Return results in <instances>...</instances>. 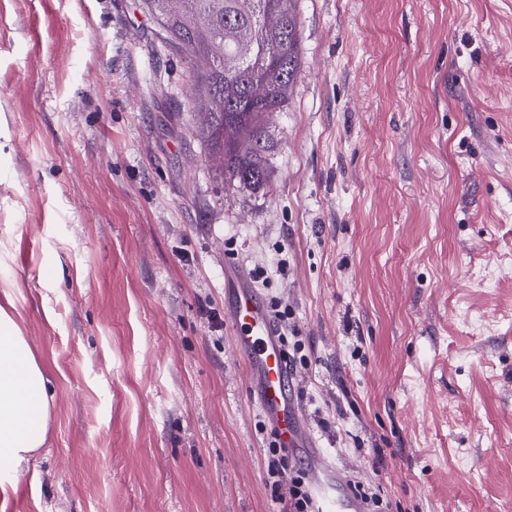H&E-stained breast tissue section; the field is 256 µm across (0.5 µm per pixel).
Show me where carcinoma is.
Wrapping results in <instances>:
<instances>
[{
	"label": "carcinoma",
	"mask_w": 512,
	"mask_h": 512,
	"mask_svg": "<svg viewBox=\"0 0 512 512\" xmlns=\"http://www.w3.org/2000/svg\"><path fill=\"white\" fill-rule=\"evenodd\" d=\"M269 0H141L164 40L189 61L202 109L199 135L223 172L238 183L265 181L264 117L288 102L301 68L295 0H277L285 27L262 15ZM257 77L267 94L248 95Z\"/></svg>",
	"instance_id": "obj_1"
}]
</instances>
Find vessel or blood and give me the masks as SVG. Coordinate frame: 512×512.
<instances>
[{
    "label": "vessel or blood",
    "instance_id": "b4317fda",
    "mask_svg": "<svg viewBox=\"0 0 512 512\" xmlns=\"http://www.w3.org/2000/svg\"><path fill=\"white\" fill-rule=\"evenodd\" d=\"M224 283L234 293L226 318L251 394L277 432L280 447L307 459L318 512H364L363 502L353 492L355 475L332 463L309 429L291 389L293 375L278 340V327L261 291L239 264L225 265Z\"/></svg>",
    "mask_w": 512,
    "mask_h": 512
}]
</instances>
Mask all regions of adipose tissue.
<instances>
[{
    "instance_id": "1",
    "label": "adipose tissue",
    "mask_w": 512,
    "mask_h": 512,
    "mask_svg": "<svg viewBox=\"0 0 512 512\" xmlns=\"http://www.w3.org/2000/svg\"><path fill=\"white\" fill-rule=\"evenodd\" d=\"M50 419L45 370L0 307V462L21 468L43 446Z\"/></svg>"
}]
</instances>
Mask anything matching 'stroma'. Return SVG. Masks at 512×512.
<instances>
[{
  "label": "stroma",
  "mask_w": 512,
  "mask_h": 512,
  "mask_svg": "<svg viewBox=\"0 0 512 512\" xmlns=\"http://www.w3.org/2000/svg\"><path fill=\"white\" fill-rule=\"evenodd\" d=\"M295 7L254 190L140 0H0V306L52 410L0 512H287L207 315L228 261L287 298L298 400L385 512H512V0Z\"/></svg>",
  "instance_id": "35a3bbf8"
}]
</instances>
